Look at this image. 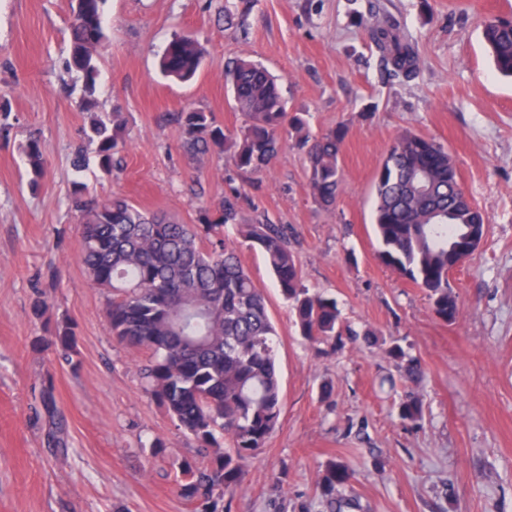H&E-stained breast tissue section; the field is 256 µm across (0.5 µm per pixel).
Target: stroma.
<instances>
[{
    "instance_id": "35a3bbf8",
    "label": "stroma",
    "mask_w": 512,
    "mask_h": 512,
    "mask_svg": "<svg viewBox=\"0 0 512 512\" xmlns=\"http://www.w3.org/2000/svg\"><path fill=\"white\" fill-rule=\"evenodd\" d=\"M399 19L419 58L411 81L389 76L369 0H107V43L94 109L119 113L120 165L89 167L98 198L195 223L202 206L231 200L225 225L277 331L279 424L245 464L227 512H326L318 486L336 459L353 471L346 512H512V80L482 38L485 20L512 17V0H378ZM73 0H0V512H195L179 493L182 460L208 457L145 390L144 350L117 344L107 294L80 258L70 199L71 159L86 113L64 92ZM206 49L189 84L161 77L173 34ZM250 58L278 77L288 111L310 133L350 128L334 206L310 195L303 153L284 144L260 172L224 155L194 158L169 113H210L225 130L245 117L225 84L229 61ZM452 154L459 181L486 218V236L451 272L460 315L438 318L423 288L383 265L372 224L373 181L404 130ZM42 142L46 167L28 186L22 148ZM288 228L302 282L336 298L351 336L333 350L303 336L242 224ZM71 327L70 362L55 335ZM371 340H364V333ZM400 340L421 368L404 377L386 349ZM418 397L423 419L395 407ZM161 447H154V440Z\"/></svg>"
}]
</instances>
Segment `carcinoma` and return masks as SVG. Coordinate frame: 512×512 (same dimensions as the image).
Here are the masks:
<instances>
[{"label":"carcinoma","instance_id":"cac0c4a2","mask_svg":"<svg viewBox=\"0 0 512 512\" xmlns=\"http://www.w3.org/2000/svg\"><path fill=\"white\" fill-rule=\"evenodd\" d=\"M104 0H75L69 24L65 68L81 80L77 107L90 113L88 140L104 172H112L121 141L117 113L93 112L100 75L98 55L106 35ZM496 71L512 77V19L488 20L483 26ZM373 38L387 71L404 80L415 77L419 59L400 25L384 13ZM206 51L192 36L176 34L160 60V72L181 83L200 71ZM225 82L245 124L236 131L217 125L211 114L187 110L173 114L186 150L195 157L225 154L239 170L267 168L283 148L281 132L296 134L310 169L314 201L335 204L341 184L339 158L348 127L338 125L318 135L304 118L287 111L277 81L260 62H229ZM38 186L46 166L39 139L24 147ZM89 165L83 149L75 151L71 196L80 213L81 260L92 284L112 293L105 319L116 343L150 353L142 376L151 395L184 431L206 449L210 465L181 463V495L219 512V500L245 480V462L264 448L281 412V385L275 366L276 330L263 292L256 287L236 249L224 240V224L235 219L231 202L216 212L200 208L198 223L178 224L158 213L140 210L130 200L91 195L79 175ZM373 221L382 249L378 259L428 292L435 314L454 322L460 314L448 282V258L459 246L461 260L478 245L467 243L469 229L482 228L484 217L465 200L457 167L447 148L431 137L404 131L391 145L374 179ZM244 237L259 249L274 273L301 334L312 342L343 343L336 300L303 287L286 227L246 224ZM387 356L419 376L417 362L397 341ZM400 419L422 420L420 401L412 396L398 405ZM349 467L331 460L320 474V496L330 512L345 505Z\"/></svg>","mask_w":512,"mask_h":512}]
</instances>
